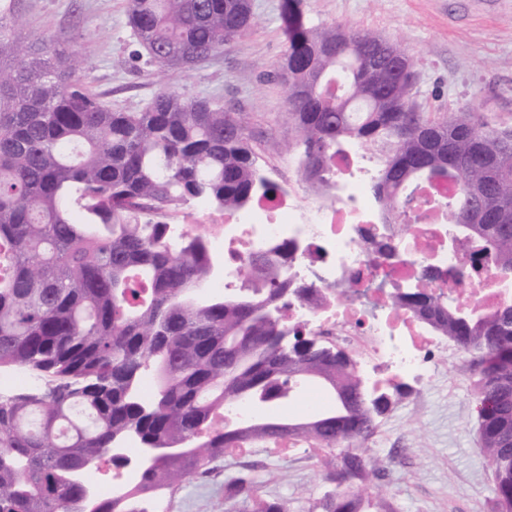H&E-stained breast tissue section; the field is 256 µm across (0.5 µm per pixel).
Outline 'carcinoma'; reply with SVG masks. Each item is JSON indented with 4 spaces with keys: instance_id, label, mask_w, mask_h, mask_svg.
Wrapping results in <instances>:
<instances>
[{
    "instance_id": "obj_1",
    "label": "carcinoma",
    "mask_w": 512,
    "mask_h": 512,
    "mask_svg": "<svg viewBox=\"0 0 512 512\" xmlns=\"http://www.w3.org/2000/svg\"><path fill=\"white\" fill-rule=\"evenodd\" d=\"M281 20L276 76L303 148L298 175L328 185V160L345 144L389 143L372 185L383 206L406 218L409 186L457 181L447 207L458 246L480 240L498 273L512 276V187L503 186L512 144L497 142L505 130L466 107L424 111L410 57L374 31L314 26L302 0H282ZM127 25L149 61L186 74L247 36L254 14L251 0H130ZM25 27L14 4H0V368L44 384L0 397V512H137L124 495L87 507L82 472L127 438L191 448L159 458L131 495L172 491L244 440L278 439L262 426H204L253 392L285 391L297 374L336 394L322 421H293L302 426L294 437L344 447L323 460L337 489L318 512H362L343 485L380 476L382 460L364 443L404 386L375 392L346 352L288 326L282 269L262 256L245 267L267 296L191 299L218 263L201 236L168 234L171 216L196 201L241 211L277 190L251 144L249 113L168 87L138 112L114 109L52 39L24 42ZM394 304L470 356L495 512H512V305L476 322L424 288L398 292ZM148 375L154 391L145 398ZM251 486L247 471L224 480V500Z\"/></svg>"
}]
</instances>
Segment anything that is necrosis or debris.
<instances>
[{"label": "necrosis or debris", "mask_w": 512, "mask_h": 512, "mask_svg": "<svg viewBox=\"0 0 512 512\" xmlns=\"http://www.w3.org/2000/svg\"><path fill=\"white\" fill-rule=\"evenodd\" d=\"M385 156L353 145L330 162V186L310 185L300 198L288 179L257 198L249 212H228L205 227L211 250L224 262V277L209 290L249 287L245 259L260 253L281 260L285 276L318 294L319 303L288 301V322L349 350L361 376L374 383L406 376L430 381L431 365L450 350L439 335L393 297L407 287H428L442 303L492 311L512 305V283H502L492 257L478 258L468 273L465 256L449 246L452 221L446 202L455 183L437 180L418 194L408 219H392L367 195L373 167Z\"/></svg>", "instance_id": "1"}]
</instances>
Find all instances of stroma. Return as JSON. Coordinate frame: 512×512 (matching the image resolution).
<instances>
[{
    "label": "stroma",
    "mask_w": 512,
    "mask_h": 512,
    "mask_svg": "<svg viewBox=\"0 0 512 512\" xmlns=\"http://www.w3.org/2000/svg\"><path fill=\"white\" fill-rule=\"evenodd\" d=\"M282 0H252V32L189 74L148 62L127 26V0H18L26 39L49 35L78 53L81 73L112 108L136 112L167 85L190 97H210L250 116L258 162L268 177L284 172L297 191L296 134L283 118L287 89L274 79L284 46ZM315 25L372 29L398 42L416 74L417 100L429 112L469 107L475 119L512 128V0H303ZM459 356L448 373L407 395L381 420L405 438L406 462L364 485L370 512H495L493 472L482 450L474 387ZM243 466L231 456L209 477L184 481L174 512H255L253 499L230 503L224 481ZM267 499L289 512H310L335 490L320 461L272 457L252 469Z\"/></svg>",
    "instance_id": "obj_1"
}]
</instances>
